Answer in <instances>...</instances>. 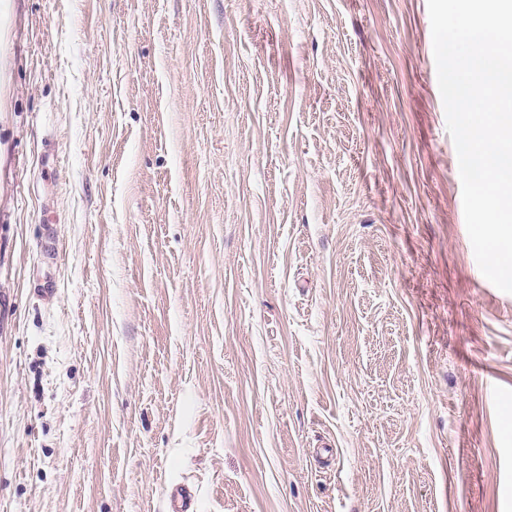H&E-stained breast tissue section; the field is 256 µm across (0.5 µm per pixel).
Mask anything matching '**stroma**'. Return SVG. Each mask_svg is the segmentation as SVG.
<instances>
[{"label": "stroma", "instance_id": "1", "mask_svg": "<svg viewBox=\"0 0 512 512\" xmlns=\"http://www.w3.org/2000/svg\"><path fill=\"white\" fill-rule=\"evenodd\" d=\"M510 413L427 0H0V512H512ZM168 512H196L195 496L186 485H173L166 490Z\"/></svg>", "mask_w": 512, "mask_h": 512}]
</instances>
